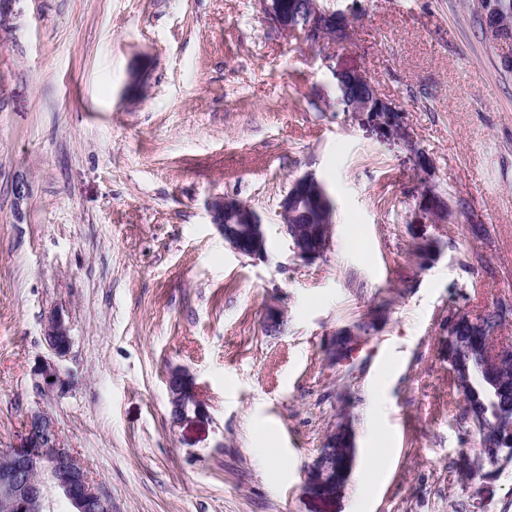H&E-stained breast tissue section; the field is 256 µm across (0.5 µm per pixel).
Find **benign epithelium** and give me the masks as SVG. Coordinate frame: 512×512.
Instances as JSON below:
<instances>
[{
	"instance_id": "benign-epithelium-1",
	"label": "benign epithelium",
	"mask_w": 512,
	"mask_h": 512,
	"mask_svg": "<svg viewBox=\"0 0 512 512\" xmlns=\"http://www.w3.org/2000/svg\"><path fill=\"white\" fill-rule=\"evenodd\" d=\"M259 5L268 24L285 32L301 31L314 44L327 35L337 39L347 36L349 22L344 13L323 9L315 0H259ZM339 90L343 101L353 110L373 112L383 123L402 130L398 107L381 98L366 76L355 72L345 74ZM208 209L224 244L232 251L254 260L267 257L266 224L254 209L228 195L213 197ZM280 213L290 219L301 215L310 219L308 224L279 225V233L288 241L295 261L311 264L326 256L333 238L334 207L315 174L305 173L291 181L280 202ZM497 311L495 306L477 317L460 313L450 321L448 361L457 386L465 395L470 393L478 377L504 379L507 373H512V345L496 342L505 324L497 317ZM283 324V311L275 304L267 306L263 318L265 331L276 333ZM43 340L50 357L34 365L33 389L41 396L63 395L72 383L57 364L71 347L70 326L62 310L50 313ZM165 387L172 422H180L191 410L197 413L203 410L194 378L187 369H171ZM507 395L508 385H493L484 411L472 420L481 434L480 452L494 464L502 459L512 461V417L504 416L498 409L499 400ZM338 439L342 442V457L331 464L326 458L335 451ZM326 445V452L318 455L309 471L306 489L331 498L345 486L352 472L354 446L349 427L337 426ZM52 491L68 504L69 512H112L111 497L77 464L72 449L63 445L52 413L38 406L26 415L23 445L0 451V499L11 512H43Z\"/></svg>"
}]
</instances>
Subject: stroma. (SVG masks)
Instances as JSON below:
<instances>
[{
    "mask_svg": "<svg viewBox=\"0 0 512 512\" xmlns=\"http://www.w3.org/2000/svg\"><path fill=\"white\" fill-rule=\"evenodd\" d=\"M322 2L349 35L315 46L259 0H0V450L40 405L112 512H512V461L481 459L448 362L453 315L512 302V43L489 44L469 0ZM352 71L431 167L346 106ZM307 172L335 225L304 265L278 204ZM428 192L464 214L435 222ZM224 194L267 224L266 259L225 246ZM57 308L72 387L40 397ZM176 366L206 404L177 424ZM344 422L391 462L315 496Z\"/></svg>",
    "mask_w": 512,
    "mask_h": 512,
    "instance_id": "stroma-1",
    "label": "stroma"
}]
</instances>
